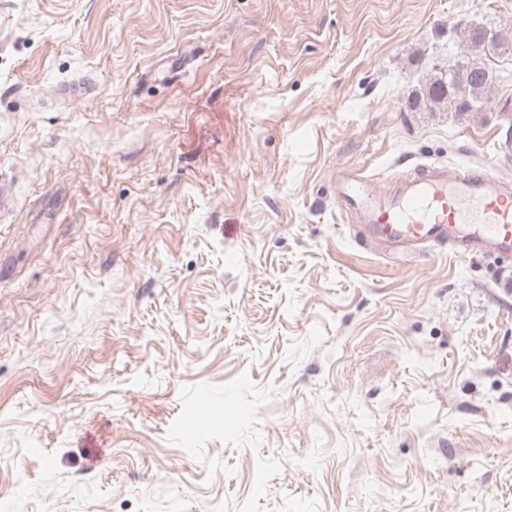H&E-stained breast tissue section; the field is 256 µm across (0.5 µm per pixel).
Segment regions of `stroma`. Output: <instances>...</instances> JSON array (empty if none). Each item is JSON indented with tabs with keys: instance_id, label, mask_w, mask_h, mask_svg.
<instances>
[{
	"instance_id": "obj_1",
	"label": "stroma",
	"mask_w": 512,
	"mask_h": 512,
	"mask_svg": "<svg viewBox=\"0 0 512 512\" xmlns=\"http://www.w3.org/2000/svg\"><path fill=\"white\" fill-rule=\"evenodd\" d=\"M512 0H0V496L14 512H512V257L336 205L512 160L413 112Z\"/></svg>"
}]
</instances>
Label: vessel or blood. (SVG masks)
<instances>
[{"label": "vessel or blood", "instance_id": "vessel-or-blood-1", "mask_svg": "<svg viewBox=\"0 0 512 512\" xmlns=\"http://www.w3.org/2000/svg\"><path fill=\"white\" fill-rule=\"evenodd\" d=\"M336 198L392 252L444 243L461 256L512 257V186L490 166L451 174L422 165L389 193L374 191L368 177L353 170L337 182Z\"/></svg>", "mask_w": 512, "mask_h": 512}]
</instances>
